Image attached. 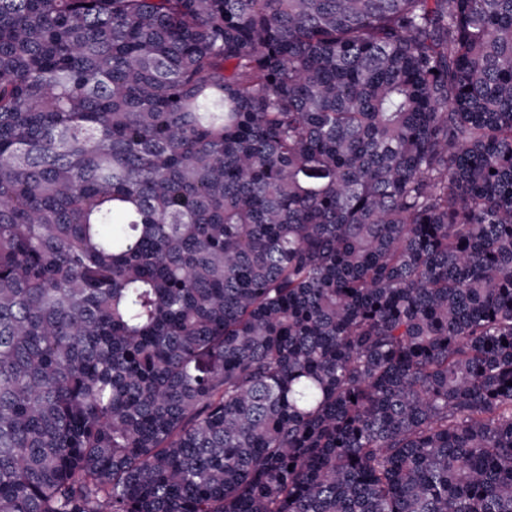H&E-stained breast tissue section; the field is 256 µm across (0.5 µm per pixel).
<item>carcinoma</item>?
<instances>
[{
  "label": "carcinoma",
  "mask_w": 512,
  "mask_h": 512,
  "mask_svg": "<svg viewBox=\"0 0 512 512\" xmlns=\"http://www.w3.org/2000/svg\"><path fill=\"white\" fill-rule=\"evenodd\" d=\"M510 381L512 0H0V512H512Z\"/></svg>",
  "instance_id": "cac0c4a2"
}]
</instances>
